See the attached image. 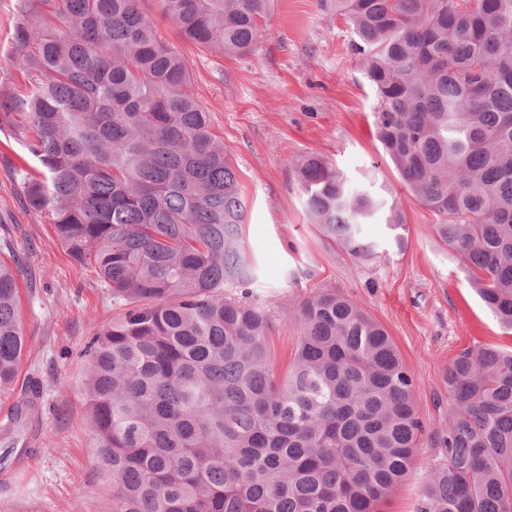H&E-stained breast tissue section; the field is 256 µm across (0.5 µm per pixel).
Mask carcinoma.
<instances>
[{
	"label": "carcinoma",
	"mask_w": 512,
	"mask_h": 512,
	"mask_svg": "<svg viewBox=\"0 0 512 512\" xmlns=\"http://www.w3.org/2000/svg\"><path fill=\"white\" fill-rule=\"evenodd\" d=\"M144 0H23L0 86L7 123L41 169L26 204L91 261L120 309L85 351L86 394L112 512H380L425 441L446 461L415 512H512V350L449 363L453 407L429 434L418 384L386 328L331 290L288 306L299 328L278 376L272 319L254 297L247 200L191 89L176 40ZM177 40L256 51L268 0H157ZM357 38L379 101L377 137L432 211L479 296L512 330V0H326ZM307 214L361 260L362 225L388 211L317 155L297 165ZM18 269L0 262V390L27 339ZM34 401L0 429V466L30 452Z\"/></svg>",
	"instance_id": "obj_1"
}]
</instances>
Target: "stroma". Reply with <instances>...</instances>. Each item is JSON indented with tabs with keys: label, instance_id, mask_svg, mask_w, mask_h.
<instances>
[{
	"label": "stroma",
	"instance_id": "obj_1",
	"mask_svg": "<svg viewBox=\"0 0 512 512\" xmlns=\"http://www.w3.org/2000/svg\"><path fill=\"white\" fill-rule=\"evenodd\" d=\"M20 0H0V85L25 89L11 59ZM354 34L320 0H270L269 33L254 53L226 57L182 45L193 91L236 168L247 198L243 240L258 267L259 300L273 323L276 368L285 372L299 334L289 304L323 290L361 302L394 339L419 386L418 417L448 426L443 374L464 348H512L469 284L458 254L432 232L436 217L402 183L375 133L377 96L366 81ZM315 154L351 183L384 190L405 215L404 249L384 220L366 224L384 251L367 263L326 238L308 217L296 165ZM21 143L0 132V261L18 263L20 320L28 339L16 383L0 391V420L40 387L32 456L0 471V512H112V485L98 464L84 391L83 351L118 310L94 265L62 248L53 224L23 202L18 170L33 169ZM441 448L418 449L407 481L382 512H412Z\"/></svg>",
	"mask_w": 512,
	"mask_h": 512
}]
</instances>
